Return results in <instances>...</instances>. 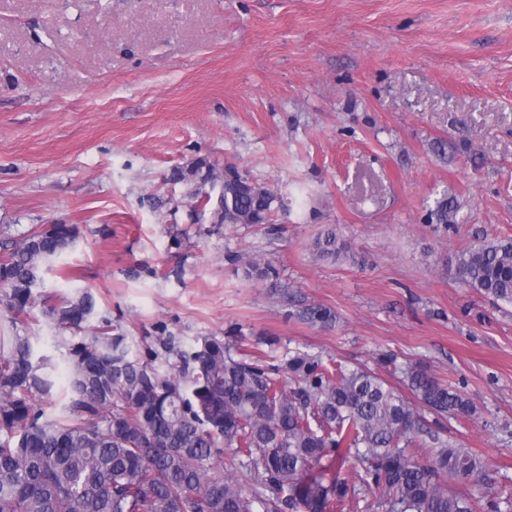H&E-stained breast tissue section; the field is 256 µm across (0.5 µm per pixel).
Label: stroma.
<instances>
[{"label": "stroma", "mask_w": 512, "mask_h": 512, "mask_svg": "<svg viewBox=\"0 0 512 512\" xmlns=\"http://www.w3.org/2000/svg\"><path fill=\"white\" fill-rule=\"evenodd\" d=\"M230 166L276 193L271 224L196 207ZM55 222L78 239L44 291L185 348L395 386L423 363L475 407L444 424L484 495L512 488V304L455 275L512 238V0H0V240ZM330 229L348 252L317 258Z\"/></svg>", "instance_id": "stroma-1"}]
</instances>
